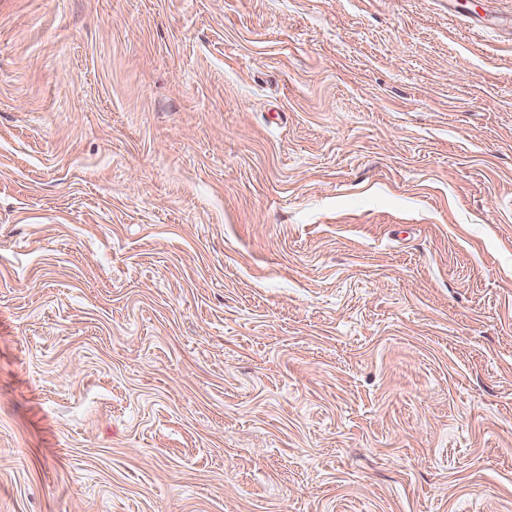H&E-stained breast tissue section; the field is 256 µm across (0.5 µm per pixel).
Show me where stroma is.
<instances>
[{
    "label": "stroma",
    "instance_id": "35a3bbf8",
    "mask_svg": "<svg viewBox=\"0 0 512 512\" xmlns=\"http://www.w3.org/2000/svg\"><path fill=\"white\" fill-rule=\"evenodd\" d=\"M0 0V512H512V0Z\"/></svg>",
    "mask_w": 512,
    "mask_h": 512
}]
</instances>
